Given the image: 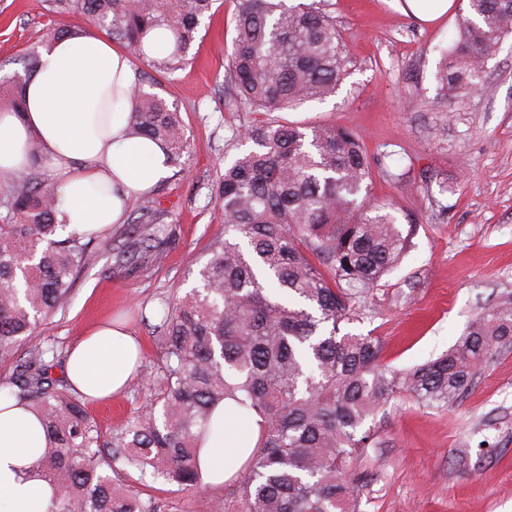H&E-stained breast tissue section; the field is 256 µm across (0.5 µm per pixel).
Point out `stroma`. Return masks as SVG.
<instances>
[{"mask_svg":"<svg viewBox=\"0 0 512 512\" xmlns=\"http://www.w3.org/2000/svg\"><path fill=\"white\" fill-rule=\"evenodd\" d=\"M347 75L335 96L277 113L280 121L341 125L361 137L373 170L371 196L416 221L398 267L355 302L344 333L377 338L382 361L406 369L437 357L470 321L512 292V36L503 39L479 86L443 98L435 79L439 49L457 12L430 25L397 0H331ZM232 0L203 21L192 64L160 76V94L179 112L189 142L188 170H172L152 193L174 225L176 242L147 268L118 266L128 225L79 267L65 312L47 317L30 343L68 352L95 323L121 319L142 345V361L122 395L89 403L103 429L118 426L149 399L161 356L158 311L195 284L211 241L224 231L215 202L237 136L267 120L232 106L224 94L225 50L233 36ZM89 27L78 12L51 14L46 0H0V77L22 71L26 48L44 46L52 24ZM399 173V181L381 174ZM451 186L440 194V184ZM376 445L353 460L361 512H512V347L493 352L469 393L446 408L419 406L407 394L368 422ZM229 486L193 493L154 484L164 512H212Z\"/></svg>","mask_w":512,"mask_h":512,"instance_id":"obj_1","label":"stroma"}]
</instances>
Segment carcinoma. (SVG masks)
Masks as SVG:
<instances>
[{"instance_id": "cac0c4a2", "label": "carcinoma", "mask_w": 512, "mask_h": 512, "mask_svg": "<svg viewBox=\"0 0 512 512\" xmlns=\"http://www.w3.org/2000/svg\"><path fill=\"white\" fill-rule=\"evenodd\" d=\"M220 0H51L52 11L97 21L135 56L165 28L173 41L151 59L171 75L188 63L203 20ZM233 37L224 84L233 104L282 112L335 94L347 61L328 0H233ZM440 90L477 86L480 66L512 35V0H462ZM24 76L0 79L15 112ZM127 136L165 143L174 163L188 145L179 113L138 92ZM250 147L224 167L216 201L224 236L210 245L200 286L161 317L158 388L123 424L102 429L65 381L49 375L52 348L36 347L0 389L39 418L47 443L41 476L58 490L50 512H162L156 496L122 478L133 473L182 491L201 487L197 442L213 408L262 418L253 459L214 512H360L351 471L373 447L367 421L396 394L429 407L456 403L493 349L512 346V293L471 320L441 356L406 370L381 364L371 336L340 333L357 295L399 263L410 244L386 203L365 204L371 164L359 135L336 125L261 122ZM0 224V362L63 312L93 238L65 233L58 197L37 169L14 182ZM121 260L143 268L175 238L167 213L145 198Z\"/></svg>"}]
</instances>
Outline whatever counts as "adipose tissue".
<instances>
[{
  "mask_svg": "<svg viewBox=\"0 0 512 512\" xmlns=\"http://www.w3.org/2000/svg\"><path fill=\"white\" fill-rule=\"evenodd\" d=\"M135 84L129 52L105 34L50 41L26 78L24 111L0 112V179L27 169L29 147L38 145L68 231L102 234L124 223L129 205L171 171L162 145L126 135ZM140 352L125 323H101L72 345L69 383L87 400L109 399L128 384ZM259 433L253 420L226 436L224 408L216 406L200 446L203 486L233 480ZM44 446L38 418L0 392V512H49L56 491L37 468Z\"/></svg>",
  "mask_w": 512,
  "mask_h": 512,
  "instance_id": "ef3b65f1",
  "label": "adipose tissue"
}]
</instances>
